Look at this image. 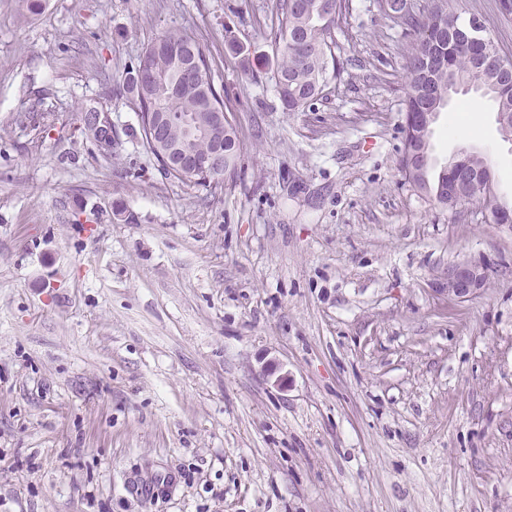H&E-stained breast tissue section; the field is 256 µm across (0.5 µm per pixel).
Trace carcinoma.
Returning <instances> with one entry per match:
<instances>
[{"instance_id":"cac0c4a2","label":"carcinoma","mask_w":512,"mask_h":512,"mask_svg":"<svg viewBox=\"0 0 512 512\" xmlns=\"http://www.w3.org/2000/svg\"><path fill=\"white\" fill-rule=\"evenodd\" d=\"M378 11L402 28L409 47L406 73L407 98L405 112L417 119L424 114H437L448 103V83L461 80L480 90H488L497 112V120L504 137L512 138V75L497 74L482 59L496 48L495 40L485 36L472 40L466 48L459 46V37L468 29L458 24V16L442 11L433 4L425 15L405 8L404 0H376ZM278 25L271 31L277 49V59L269 70L284 105L290 112H298L318 99L329 80L340 75V62L335 54L336 42L332 31L343 27L350 12V0H276L273 5ZM185 47L186 61L200 62L196 80L185 84L178 78L177 64L163 54L167 46ZM148 64L157 73L153 81L141 80L138 66ZM119 95H128L139 112L140 135L143 148L157 155L153 141L146 132V114L164 112L170 120L169 133H179L181 119L188 113L202 111V102L225 110L224 89L215 84L211 66L200 43L178 31H168L146 46L137 65L127 72L116 88ZM229 130L224 138V159L208 177L178 171L173 177L183 183L207 186L211 181L235 171L241 161V141L234 121L227 122ZM430 154V143L420 137L408 139L399 160L403 177L418 190L433 197L443 208L453 207L452 197L437 193L438 188L451 185L453 175L448 166L434 170L425 164ZM463 168L478 183L473 204L494 222L501 210L512 213L498 193L496 181H480L493 172L490 160L476 151H466Z\"/></svg>"}]
</instances>
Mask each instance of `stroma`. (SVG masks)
<instances>
[{
    "instance_id": "1",
    "label": "stroma",
    "mask_w": 512,
    "mask_h": 512,
    "mask_svg": "<svg viewBox=\"0 0 512 512\" xmlns=\"http://www.w3.org/2000/svg\"><path fill=\"white\" fill-rule=\"evenodd\" d=\"M273 2L0 0V512H512V228L404 179L407 48L372 0L285 110L257 67ZM448 9L512 56L499 0ZM173 30L243 144L213 188L167 175L113 92ZM430 148L488 156L512 203L488 98L452 95ZM457 261L488 272L463 303L437 291Z\"/></svg>"
}]
</instances>
